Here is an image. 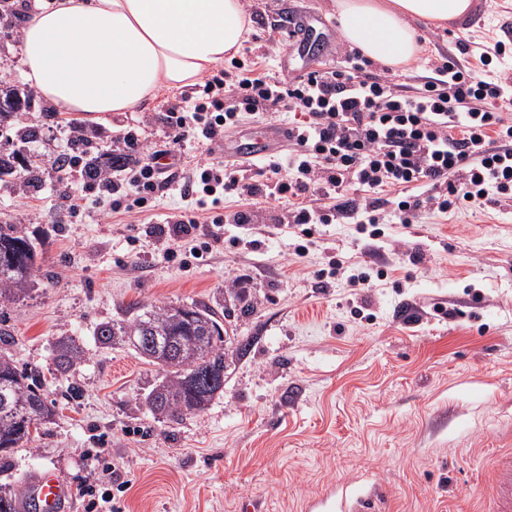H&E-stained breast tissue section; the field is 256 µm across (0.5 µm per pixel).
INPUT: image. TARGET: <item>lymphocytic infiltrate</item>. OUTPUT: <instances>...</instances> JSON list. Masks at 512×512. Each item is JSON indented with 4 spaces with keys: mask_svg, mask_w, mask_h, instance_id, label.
Segmentation results:
<instances>
[{
    "mask_svg": "<svg viewBox=\"0 0 512 512\" xmlns=\"http://www.w3.org/2000/svg\"><path fill=\"white\" fill-rule=\"evenodd\" d=\"M279 112L298 116L288 129L292 147L258 169L208 160L164 169L129 134L113 148L111 169L85 176L84 187L109 196L121 215L147 211L170 193L187 201L178 231L154 229L168 257L203 216L215 226L203 251L220 242L228 197L277 202L283 224L347 217L370 225L375 237L386 206L396 223L412 224L427 209L445 213L493 194L512 197V85L481 79L447 57L417 86L375 72L356 49L345 50L339 67L298 77L275 78L232 59L200 98L168 108L165 153L182 159L191 142L208 156L244 117Z\"/></svg>",
    "mask_w": 512,
    "mask_h": 512,
    "instance_id": "obj_1",
    "label": "lymphocytic infiltrate"
}]
</instances>
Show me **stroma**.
<instances>
[{"instance_id": "1", "label": "stroma", "mask_w": 512, "mask_h": 512, "mask_svg": "<svg viewBox=\"0 0 512 512\" xmlns=\"http://www.w3.org/2000/svg\"><path fill=\"white\" fill-rule=\"evenodd\" d=\"M34 7L0 0V81L23 89L21 15ZM310 12L323 22L303 55L276 23ZM247 13L248 45L278 76L322 68L343 43L334 0H248ZM508 26L512 0H473L469 16L444 26L416 21L422 50L389 76L414 85L442 57L476 63ZM194 93L90 122L50 106L0 130V151L22 150L38 179L0 181V224L21 225L37 253L34 290L0 307L4 351L40 371L56 412L14 450L0 485L19 493L50 469L71 492L68 512H82L76 490L96 477L88 453L102 435L127 485L117 512H344L369 497L381 512H479L493 457L512 448V198L386 224L377 238L344 219L313 225L306 239L264 203L254 223L225 225L222 242L187 268L147 234L180 213L177 195L133 218L91 196L79 216L58 208L49 159L67 151L71 125L96 153L130 132L160 150L168 107ZM28 126L38 140L24 145L15 131ZM333 259L340 269L322 277ZM363 266L378 278L352 287ZM192 303L218 312L227 340L251 345L208 409L166 422L145 404L161 370L129 348L102 347L94 329L144 305ZM66 336L85 357L63 375L52 349Z\"/></svg>"}]
</instances>
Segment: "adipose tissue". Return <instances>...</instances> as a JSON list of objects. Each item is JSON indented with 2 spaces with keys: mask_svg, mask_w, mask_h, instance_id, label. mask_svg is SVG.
I'll list each match as a JSON object with an SVG mask.
<instances>
[{
  "mask_svg": "<svg viewBox=\"0 0 512 512\" xmlns=\"http://www.w3.org/2000/svg\"><path fill=\"white\" fill-rule=\"evenodd\" d=\"M472 0H336L341 34L392 67L420 50L413 20L462 19ZM251 31L241 0H43L22 26V73L63 112H129L198 83Z\"/></svg>",
  "mask_w": 512,
  "mask_h": 512,
  "instance_id": "1",
  "label": "adipose tissue"
}]
</instances>
